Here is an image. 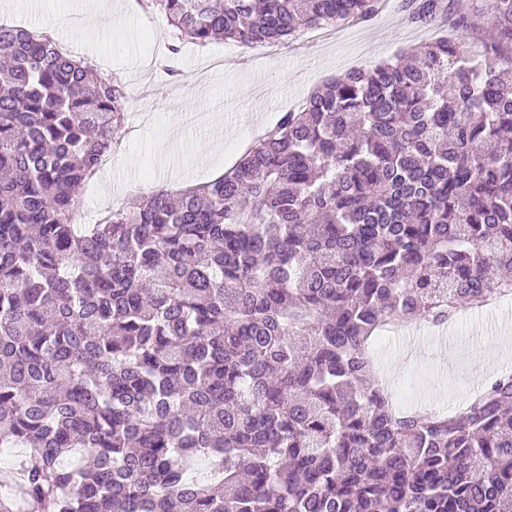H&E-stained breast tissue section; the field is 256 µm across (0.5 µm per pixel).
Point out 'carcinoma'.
Listing matches in <instances>:
<instances>
[{"label": "carcinoma", "mask_w": 512, "mask_h": 512, "mask_svg": "<svg viewBox=\"0 0 512 512\" xmlns=\"http://www.w3.org/2000/svg\"><path fill=\"white\" fill-rule=\"evenodd\" d=\"M253 49L378 0H145ZM430 21L442 0H408ZM317 87L217 178L79 224L125 85L0 24V512H512V373L400 411L368 344L512 278V0Z\"/></svg>", "instance_id": "obj_1"}]
</instances>
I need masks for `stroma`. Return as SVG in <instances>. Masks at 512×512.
Segmentation results:
<instances>
[{"label": "stroma", "mask_w": 512, "mask_h": 512, "mask_svg": "<svg viewBox=\"0 0 512 512\" xmlns=\"http://www.w3.org/2000/svg\"><path fill=\"white\" fill-rule=\"evenodd\" d=\"M78 0H0V22L54 30L52 19L77 9ZM58 42L92 60L102 77L120 76L127 113L148 112L122 143L107 172L81 190L88 214L120 208L131 192L179 190L230 169L255 132L280 112L301 108L328 78L353 68L395 60L417 45L445 36L449 22L411 21L403 0H381L375 16L298 34L270 51L215 41L183 45L168 76L159 62L173 31L158 11L117 6L111 17L81 28L54 30ZM512 305L476 313L462 309L446 329L410 333L398 328L373 348L374 363L389 379L400 406L465 407L491 379L488 365L512 363Z\"/></svg>", "instance_id": "35a3bbf8"}]
</instances>
